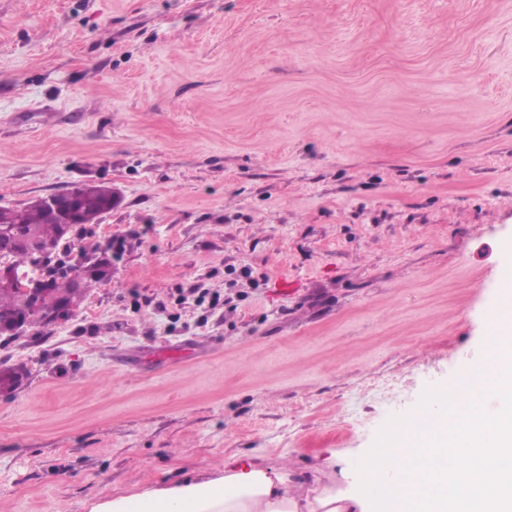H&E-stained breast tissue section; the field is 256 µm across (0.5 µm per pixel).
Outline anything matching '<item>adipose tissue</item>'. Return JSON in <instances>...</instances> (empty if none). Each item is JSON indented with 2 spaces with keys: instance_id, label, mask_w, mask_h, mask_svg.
Returning <instances> with one entry per match:
<instances>
[{
  "instance_id": "ef3b65f1",
  "label": "adipose tissue",
  "mask_w": 512,
  "mask_h": 512,
  "mask_svg": "<svg viewBox=\"0 0 512 512\" xmlns=\"http://www.w3.org/2000/svg\"><path fill=\"white\" fill-rule=\"evenodd\" d=\"M472 369L494 375L463 400L447 387L429 417L372 449L365 464L301 470L236 459L221 475L118 496L91 512H512V322L486 323Z\"/></svg>"
}]
</instances>
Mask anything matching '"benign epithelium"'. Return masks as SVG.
I'll list each match as a JSON object with an SVG mask.
<instances>
[{
	"mask_svg": "<svg viewBox=\"0 0 512 512\" xmlns=\"http://www.w3.org/2000/svg\"><path fill=\"white\" fill-rule=\"evenodd\" d=\"M42 203L46 211L63 224L67 232L77 225L99 223V218L92 216L81 206V192L78 187L44 196ZM18 247H25L31 252L32 263L24 269L0 263V290L20 288L25 295L21 311L12 319L0 323L1 336L23 335L35 317L48 325L65 320L77 305L82 279L102 270L110 271L103 262V257L96 253L77 251L65 262L72 291L59 299L54 296L51 288L55 270L58 268V265L52 263L54 255L51 250L43 248L33 237L22 234L14 227H1L0 255Z\"/></svg>",
	"mask_w": 512,
	"mask_h": 512,
	"instance_id": "1",
	"label": "benign epithelium"
}]
</instances>
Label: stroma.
Instances as JSON below:
<instances>
[{"label": "stroma", "instance_id": "1", "mask_svg": "<svg viewBox=\"0 0 512 512\" xmlns=\"http://www.w3.org/2000/svg\"><path fill=\"white\" fill-rule=\"evenodd\" d=\"M88 180L123 249L0 338V512L359 467L512 270V0H0V205Z\"/></svg>", "mask_w": 512, "mask_h": 512}]
</instances>
